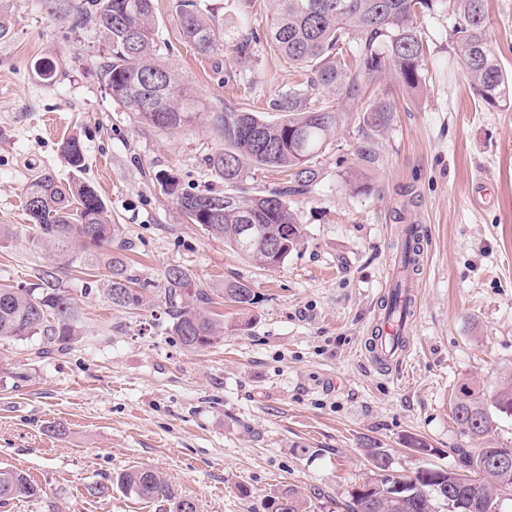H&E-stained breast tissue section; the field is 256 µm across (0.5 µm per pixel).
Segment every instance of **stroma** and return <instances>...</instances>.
Listing matches in <instances>:
<instances>
[{
	"label": "stroma",
	"mask_w": 512,
	"mask_h": 512,
	"mask_svg": "<svg viewBox=\"0 0 512 512\" xmlns=\"http://www.w3.org/2000/svg\"><path fill=\"white\" fill-rule=\"evenodd\" d=\"M226 41L265 33L262 7L204 0ZM489 35L512 71V0H487ZM15 26L0 40V224L18 235L0 247V283L33 282L50 258L29 242L23 186L40 171L72 173L63 141L79 139L81 177L120 228L133 270L160 283L173 265L214 288L224 337L183 349L160 297L137 310L112 307L103 270L64 267L82 334L66 355H39L38 338L0 340V466L28 473L39 499L0 512H161L94 484L134 467L161 471L199 512H265L271 492L302 491L314 512H346L372 466L359 441L387 451L391 468L457 467L473 448L453 419L462 386L490 397L512 371V109H488L472 95L449 32L448 13L423 21V83L396 77L376 89L396 103L367 172L371 194L344 177L356 163V121L316 162L312 193L291 198L305 235L275 270L241 259L190 223L153 182L175 172L184 187L220 193L207 163L222 143L206 123L167 132L139 121L100 81L107 46L97 31L52 21L38 0H14ZM158 63L208 109L268 111L296 82L287 60L262 38L249 59L198 55L177 32L173 0H154ZM54 58V78L34 64ZM421 229L417 308L403 365L382 370L365 347L384 305L388 270L406 225ZM259 295L242 309L225 300V280ZM426 442L429 454L410 448Z\"/></svg>",
	"instance_id": "1"
}]
</instances>
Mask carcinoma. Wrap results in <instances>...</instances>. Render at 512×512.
Returning <instances> with one entry per match:
<instances>
[{
	"instance_id": "obj_1",
	"label": "carcinoma",
	"mask_w": 512,
	"mask_h": 512,
	"mask_svg": "<svg viewBox=\"0 0 512 512\" xmlns=\"http://www.w3.org/2000/svg\"><path fill=\"white\" fill-rule=\"evenodd\" d=\"M486 0H264L271 11L266 40L288 60L299 76L298 84L270 105L278 113L268 119L241 108L208 110L205 116L224 143L208 158L209 166L224 180L226 190L182 187L167 171L154 174L161 191L172 198L193 224L243 259L262 268H280L300 246L304 232L297 223L289 198L307 195L317 186L314 159L324 153L336 131L351 116L359 119L361 142L357 167L345 178L356 192L372 187L358 179L362 169L376 163L375 140L393 121L394 104L384 95L368 93L371 83L391 71L409 89L422 83L425 45L419 20L441 8L453 17L451 37L466 72L469 88L491 107H512V74L497 60L489 40ZM55 21L75 28H93L107 45L99 64L101 81L112 98L133 112L132 102L157 99L162 112H137L142 122L175 131L193 125L201 107L175 74L155 61L156 40L153 0H39ZM179 33L202 56L224 47V29L202 0H176ZM12 0H0V40L12 36ZM256 32L238 38L234 52L240 59L251 54ZM61 152L71 169L85 168L83 146L66 140ZM276 168L286 173L279 187L252 193L244 187L251 172ZM24 206L32 224V243L47 251L51 263L34 274L36 282L0 284V339H40L42 355L63 354L80 336L79 308L63 287L60 270L74 262L105 270L104 295L113 307L138 309L155 285L129 267L125 245L112 248L119 236L108 209L95 188L71 177L63 182L50 169L33 176L24 188ZM420 234L404 244L403 268L417 261ZM170 330L188 352L205 350L223 339L224 323L212 316L213 289L193 279L181 266L165 270L160 284ZM224 298L240 308L258 303V295L241 280H228ZM387 314L404 319L409 299L403 285L385 300ZM512 415V373L501 377L491 398L474 396L464 386L453 416L462 435L481 447L462 451L455 469L423 467L404 477L403 491L380 476L390 463L385 450L370 439L362 448L370 458L375 478L364 482L368 494L351 493L349 512H499L502 495L512 493L496 460L508 452L492 437V411ZM151 502L170 504V512H198L194 499L175 493L163 474L151 467H132L110 483L93 487L100 497L112 496V487ZM42 488L24 471L0 466V503L38 499ZM266 512H308L301 491L288 487L268 496Z\"/></svg>"
}]
</instances>
